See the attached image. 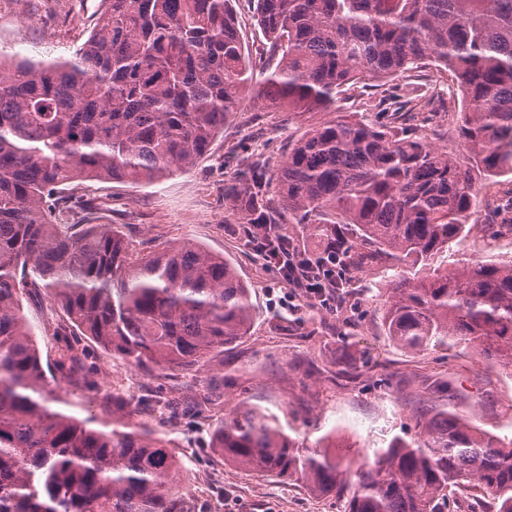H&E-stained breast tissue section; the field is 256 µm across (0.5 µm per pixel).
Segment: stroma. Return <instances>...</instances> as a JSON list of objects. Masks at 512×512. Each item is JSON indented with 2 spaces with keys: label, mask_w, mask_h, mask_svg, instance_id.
<instances>
[{
  "label": "stroma",
  "mask_w": 512,
  "mask_h": 512,
  "mask_svg": "<svg viewBox=\"0 0 512 512\" xmlns=\"http://www.w3.org/2000/svg\"><path fill=\"white\" fill-rule=\"evenodd\" d=\"M100 7L101 0H0V51L18 59L72 57L91 34ZM436 78L432 69L412 71L365 97L340 99L338 110L361 113L377 127L400 120L442 143L451 100L435 101L428 112L391 110L406 90ZM308 124V118L268 112L248 98L189 169L145 186L84 182L74 189L101 223L118 227L134 253L191 241L236 266L257 317L248 336L223 353L186 370L141 369L112 358L87 337L66 335L59 309L44 297L22 298L41 358L56 377L54 409L108 423L112 395L120 393L134 411L131 425L169 439L182 461L185 512H342L337 496L225 463L212 447V428L242 403L274 413L298 447L336 435L345 443L341 456L355 462L392 437L416 435L417 416L442 403L502 441L512 440V372L462 341L411 353L385 336L382 304L394 259L379 255L351 274L342 303L325 307L307 301L276 267L243 246L242 225L227 217L226 187L245 181L252 153L275 168L289 140ZM510 193L512 179L506 177L483 188L475 223L449 260H512V242L489 238L485 230L512 224V210L500 202Z\"/></svg>",
  "instance_id": "obj_1"
}]
</instances>
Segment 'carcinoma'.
Returning a JSON list of instances; mask_svg holds the SVG:
<instances>
[{"mask_svg": "<svg viewBox=\"0 0 512 512\" xmlns=\"http://www.w3.org/2000/svg\"><path fill=\"white\" fill-rule=\"evenodd\" d=\"M70 59L0 71V512H184L168 440L115 420L91 428L51 391L22 295L41 292L72 332L140 368L188 369L247 335L250 288L233 263L192 243L136 256L108 224L69 223L76 181L147 185L203 157L246 97L304 116L345 89L434 66L460 96V145L351 112L309 126L276 166L260 157L228 196L238 224L352 225L397 261L385 334L410 352L476 344L512 370V263H439L477 212L481 180L512 177V0H253L274 69L254 72L235 0H103ZM439 90L395 109L422 110ZM419 436L353 465L324 439L297 448L275 415L243 404L212 445L224 461L321 495L343 512H435L475 489L512 512V441L440 410Z\"/></svg>", "mask_w": 512, "mask_h": 512, "instance_id": "obj_1", "label": "carcinoma"}]
</instances>
